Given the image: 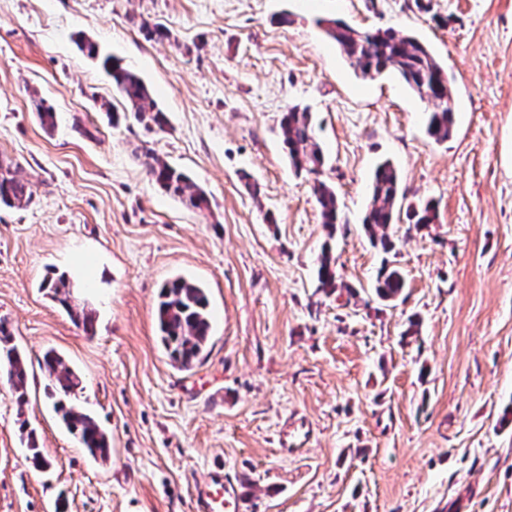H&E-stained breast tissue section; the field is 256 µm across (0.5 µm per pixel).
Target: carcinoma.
I'll return each instance as SVG.
<instances>
[{
  "label": "carcinoma",
  "mask_w": 512,
  "mask_h": 512,
  "mask_svg": "<svg viewBox=\"0 0 512 512\" xmlns=\"http://www.w3.org/2000/svg\"><path fill=\"white\" fill-rule=\"evenodd\" d=\"M327 37L332 39L345 56L349 66L364 76L372 73L395 74L420 101L433 106L428 113L427 133L438 142L448 140L454 131L456 107L449 88L448 71L435 58L432 50L411 34L392 29L359 30L340 19L319 21ZM80 48L87 56L100 59L102 68L112 80L124 103L135 118L145 125L162 130L166 118L142 78L122 65L111 55L100 54L99 47L89 39L80 41ZM280 132L288 159L296 172L318 176L322 173L325 157L318 142L312 113L293 107L280 123ZM150 180L169 195L200 211L209 208L205 191L183 171L158 159L146 162ZM314 191L321 209L322 224L333 237L338 224V199L334 188L323 180H315ZM27 183L18 176V167L0 165V204L22 207L30 202ZM406 199L401 189L399 174L393 164L379 163L371 180V200L364 218V228L374 245L384 252L396 246L393 224L398 219L399 203ZM407 217L417 230L435 223L437 212L429 201L408 204ZM319 288L327 295L342 289L348 297H356L354 288L338 280L336 259L330 243H325L317 269ZM52 298L66 311L71 321L93 332L92 320L74 308L69 301L68 280L62 274L45 281ZM406 281L397 267L383 265L379 271L374 292L382 302L398 298ZM157 322L160 338L170 358L182 369L191 368L205 353L212 329L210 302L205 289L184 277H176L161 286L157 302ZM0 350L3 351V368L0 379L16 395L19 406L27 402L28 365L12 337L0 323ZM42 366L50 384L46 396L54 400L55 410L61 419L94 459L107 460L110 440L96 421L65 400L81 386L80 377L67 367L62 357L53 349L43 354ZM27 448L34 468L44 469L50 462L39 448L35 431L26 434Z\"/></svg>",
  "instance_id": "cac0c4a2"
}]
</instances>
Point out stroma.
I'll list each match as a JSON object with an SVG mask.
<instances>
[{
	"instance_id": "obj_1",
	"label": "stroma",
	"mask_w": 512,
	"mask_h": 512,
	"mask_svg": "<svg viewBox=\"0 0 512 512\" xmlns=\"http://www.w3.org/2000/svg\"><path fill=\"white\" fill-rule=\"evenodd\" d=\"M332 18L431 48L457 108L450 139L428 135L397 78L353 73L318 25ZM144 21L169 38L147 39ZM83 37L141 76L165 130L125 112ZM292 107L313 115L340 207L337 272L363 305L317 290L327 230L313 176L282 145ZM150 153L209 210L159 190ZM383 159L407 201L437 208L387 255L362 226ZM0 161L32 194L0 205V322L29 373L23 406L0 382V512H194L193 484L217 463L241 512H512V0H0ZM385 261L406 280L389 304L373 294ZM60 274L93 334L43 290ZM177 276L213 315L188 370L156 318ZM50 348L80 375L73 401L107 432V460L47 403ZM23 420L50 468L32 466ZM287 426L307 433L283 452Z\"/></svg>"
}]
</instances>
